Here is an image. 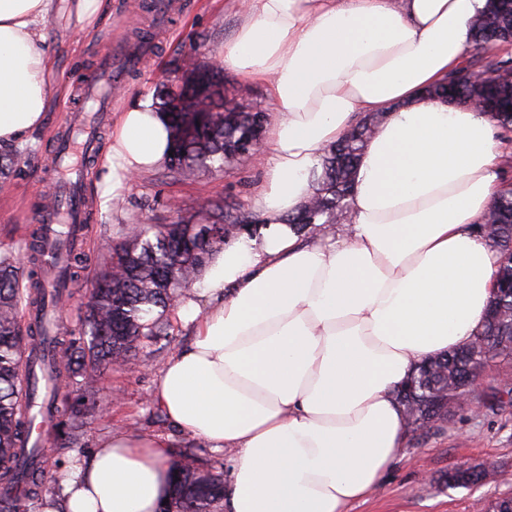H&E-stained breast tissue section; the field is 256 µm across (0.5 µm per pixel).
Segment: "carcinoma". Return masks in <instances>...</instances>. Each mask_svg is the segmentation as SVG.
<instances>
[{"label": "carcinoma", "instance_id": "obj_1", "mask_svg": "<svg viewBox=\"0 0 512 512\" xmlns=\"http://www.w3.org/2000/svg\"><path fill=\"white\" fill-rule=\"evenodd\" d=\"M473 43L480 55L448 75V82L432 90L437 97L450 93L456 103H469L489 115L507 132L504 150H512V57L495 49L512 42V0H487L472 21ZM224 68H194L175 90L164 86L155 94L173 137L165 175L174 180L195 176L199 170L222 173L239 163L234 144L251 117V110L224 97ZM371 133L356 123L323 156L321 171L311 177L312 199L306 222L297 215L288 223L307 235L319 224H334L344 215L354 193L357 163ZM21 154L0 150V179L13 175ZM224 204L203 200L191 216L174 224H156L151 238L132 228L110 248L96 278L98 287L87 294L85 324L81 336L66 332L49 334L45 314L50 299L63 307L72 293L48 291L42 276L47 264L45 234L35 228L25 255L0 254V481L20 489L21 497L0 501V512H41L43 507L42 453L25 454L33 421L23 410L25 399L37 396L36 366L62 352L59 369L65 387L82 377L80 400L97 403L95 373L102 363L125 360L142 338L167 336L164 314L192 286L210 256L224 246ZM486 234L501 254L495 271L496 289L481 329L468 346L420 364L396 393L403 407L407 429L427 433L459 403V389L500 358L512 356V187H500L483 220L474 225ZM87 261L69 250L63 279L78 283ZM31 313L28 329L19 319ZM47 413L61 417L68 443L80 438L84 413L70 398L52 393L43 401ZM168 503L159 512H217L224 501V478L204 467L192 454L174 460Z\"/></svg>", "mask_w": 512, "mask_h": 512}]
</instances>
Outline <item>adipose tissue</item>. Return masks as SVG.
Listing matches in <instances>:
<instances>
[{"instance_id":"ef3b65f1","label":"adipose tissue","mask_w":512,"mask_h":512,"mask_svg":"<svg viewBox=\"0 0 512 512\" xmlns=\"http://www.w3.org/2000/svg\"><path fill=\"white\" fill-rule=\"evenodd\" d=\"M221 64L267 83L275 112L252 204L263 225L229 237L178 307L193 341L154 398L172 426L231 452L225 512H347L383 482L407 425L395 392L414 365L469 344L500 260L473 231L505 156L492 119L424 97L456 70L485 0H245ZM55 0H0V146L44 123L41 24ZM379 123L343 224L313 237L287 218L326 149ZM150 97L114 123L107 181L122 196L166 161ZM164 439L114 434L60 477L44 512H156Z\"/></svg>"}]
</instances>
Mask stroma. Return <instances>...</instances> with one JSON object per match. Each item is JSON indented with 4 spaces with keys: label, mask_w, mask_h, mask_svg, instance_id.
Segmentation results:
<instances>
[{
    "label": "stroma",
    "mask_w": 512,
    "mask_h": 512,
    "mask_svg": "<svg viewBox=\"0 0 512 512\" xmlns=\"http://www.w3.org/2000/svg\"><path fill=\"white\" fill-rule=\"evenodd\" d=\"M176 3L160 32L154 27L148 0H102L95 26L81 34L74 33L62 15L44 23L43 50L52 98L43 126L21 146L22 160L15 174L0 185V252L22 247L29 228L39 223L41 195L56 181V138L70 124L66 105L81 99L83 81L98 67L106 45L133 42L137 31L152 42L149 56L126 79L123 93L109 102V123L102 139L106 145L112 140L111 121L133 97L153 95L156 83L176 79L185 70L216 65L225 40L233 36L240 21V0ZM104 174L103 161H96L85 183L92 211L85 245L91 257L84 273L88 280L130 225L174 223L193 214L200 198H212L253 217L250 197L262 171L258 164L243 161L221 175L202 171L173 181L157 167L129 185L119 209L101 198ZM167 322L168 335L143 340L124 365L100 368L99 397L111 406L105 413L97 407L87 409L79 441L48 452L44 493H59V474L88 458L98 442L115 431L167 437L170 458L187 452L219 472H230L229 453L214 451L202 439L177 432L152 401L159 371L175 349L193 339L191 326L172 316ZM507 377L512 378V360L487 367L439 429L408 436L379 492L351 504L348 512H481L489 499L512 492V397L503 391ZM464 462L491 466L495 481L478 487L444 486L441 474Z\"/></svg>",
    "instance_id": "1"
}]
</instances>
